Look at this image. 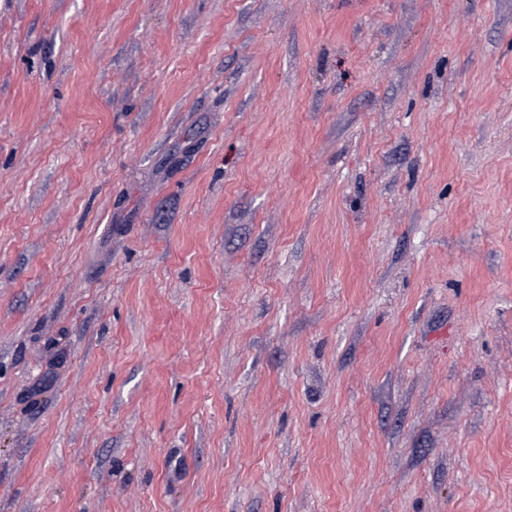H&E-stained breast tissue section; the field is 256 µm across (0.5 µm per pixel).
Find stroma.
<instances>
[{"label": "stroma", "instance_id": "stroma-1", "mask_svg": "<svg viewBox=\"0 0 512 512\" xmlns=\"http://www.w3.org/2000/svg\"><path fill=\"white\" fill-rule=\"evenodd\" d=\"M0 512H512V0H0Z\"/></svg>", "mask_w": 512, "mask_h": 512}]
</instances>
